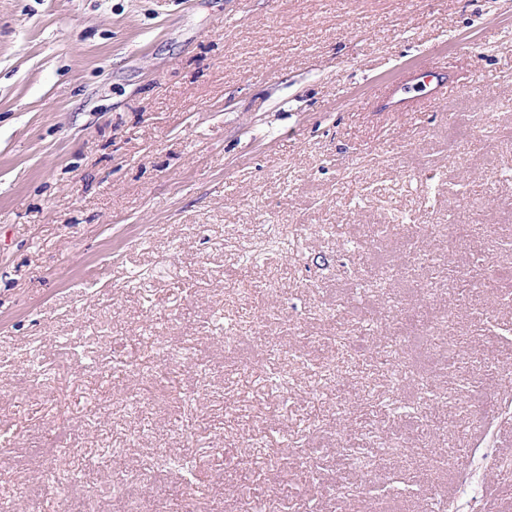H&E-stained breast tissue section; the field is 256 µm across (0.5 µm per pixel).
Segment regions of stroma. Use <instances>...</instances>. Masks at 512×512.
<instances>
[{
	"mask_svg": "<svg viewBox=\"0 0 512 512\" xmlns=\"http://www.w3.org/2000/svg\"><path fill=\"white\" fill-rule=\"evenodd\" d=\"M508 129L512 0H0V502L512 512V413L472 404L512 396ZM300 336L363 369L267 355ZM394 336L400 376L370 364Z\"/></svg>",
	"mask_w": 512,
	"mask_h": 512,
	"instance_id": "35a3bbf8",
	"label": "stroma"
}]
</instances>
